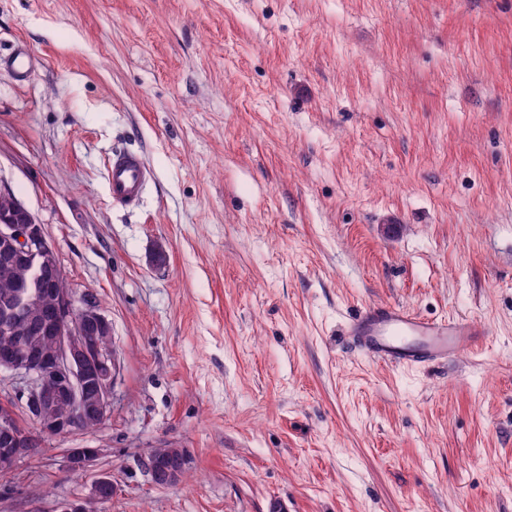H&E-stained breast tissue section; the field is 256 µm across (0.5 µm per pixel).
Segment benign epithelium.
I'll return each instance as SVG.
<instances>
[{
    "label": "benign epithelium",
    "mask_w": 512,
    "mask_h": 512,
    "mask_svg": "<svg viewBox=\"0 0 512 512\" xmlns=\"http://www.w3.org/2000/svg\"><path fill=\"white\" fill-rule=\"evenodd\" d=\"M7 199L14 219L0 223V257L51 270L49 277L38 275L37 283L39 292L52 295L56 302L51 321L37 326L23 321L18 307H0L1 330L48 332L53 339L49 354L34 346L1 352L0 373L7 371L22 380L16 403L42 434H69L76 419L91 417L102 422L109 413L115 358L113 350L99 345V338L112 335V323L92 301L74 297L42 225L17 198L9 195ZM14 404L0 403V470L4 472L15 469L30 438L18 427ZM100 455L99 448H70L69 468L88 471ZM147 470L155 485L168 486L181 478L183 467L171 464L155 449L148 457ZM115 493L111 477L99 473L88 496L61 503L57 512H95L97 504Z\"/></svg>",
    "instance_id": "7a95c632"
}]
</instances>
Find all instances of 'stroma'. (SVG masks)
I'll return each mask as SVG.
<instances>
[{
  "label": "stroma",
  "mask_w": 512,
  "mask_h": 512,
  "mask_svg": "<svg viewBox=\"0 0 512 512\" xmlns=\"http://www.w3.org/2000/svg\"><path fill=\"white\" fill-rule=\"evenodd\" d=\"M17 41L0 189L111 321L116 374L0 512L98 471L99 512H512V0H0ZM119 150L153 171L131 211ZM380 303L486 334L387 365L341 336ZM165 445L188 469L160 487ZM37 66V60L28 46L19 43L8 56H0V69L11 71L16 80L25 82ZM152 171L143 158L134 152L112 154L108 169V189L112 204L130 209L139 204ZM173 462L180 461L186 457V453L181 448L166 447L161 448ZM167 457H162V452L154 449L151 451L147 461V470L151 476L153 483L157 486H168L176 483L183 478L187 469L182 473L183 466L172 465ZM99 448H72L68 451V465L74 471H88L101 455Z\"/></svg>",
  "instance_id": "35a3bbf8"
}]
</instances>
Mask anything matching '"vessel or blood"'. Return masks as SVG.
<instances>
[{"instance_id": "b4317fda", "label": "vessel or blood", "mask_w": 512, "mask_h": 512, "mask_svg": "<svg viewBox=\"0 0 512 512\" xmlns=\"http://www.w3.org/2000/svg\"><path fill=\"white\" fill-rule=\"evenodd\" d=\"M37 60L26 44L0 56V69L16 80L27 81ZM152 171L134 152L113 154L108 169V189L114 206L136 207ZM345 336L369 357L396 366L421 365L456 354L462 343L477 341L481 331L469 319L429 320L397 304H378L351 317Z\"/></svg>"}]
</instances>
